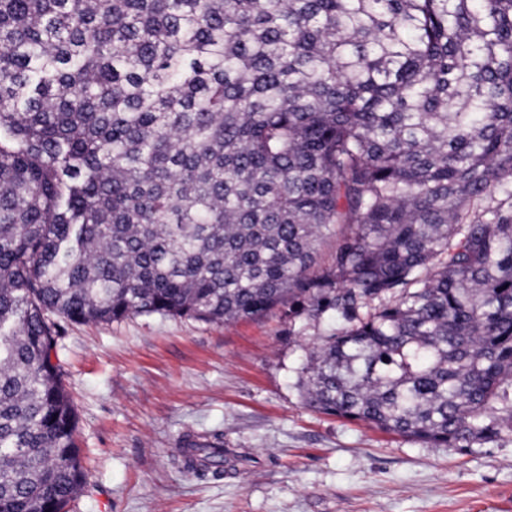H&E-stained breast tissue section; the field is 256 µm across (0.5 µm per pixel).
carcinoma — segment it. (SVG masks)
Instances as JSON below:
<instances>
[{
	"instance_id": "cac0c4a2",
	"label": "carcinoma",
	"mask_w": 512,
	"mask_h": 512,
	"mask_svg": "<svg viewBox=\"0 0 512 512\" xmlns=\"http://www.w3.org/2000/svg\"><path fill=\"white\" fill-rule=\"evenodd\" d=\"M285 305L309 408L512 429V0H0V512L85 484L54 318Z\"/></svg>"
}]
</instances>
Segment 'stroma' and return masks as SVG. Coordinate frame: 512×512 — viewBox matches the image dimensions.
Segmentation results:
<instances>
[{
    "instance_id": "stroma-1",
    "label": "stroma",
    "mask_w": 512,
    "mask_h": 512,
    "mask_svg": "<svg viewBox=\"0 0 512 512\" xmlns=\"http://www.w3.org/2000/svg\"><path fill=\"white\" fill-rule=\"evenodd\" d=\"M88 470L67 512H512V434L436 448L304 405L326 322L280 308L211 324L58 322ZM189 434L224 440V477L189 475Z\"/></svg>"
}]
</instances>
